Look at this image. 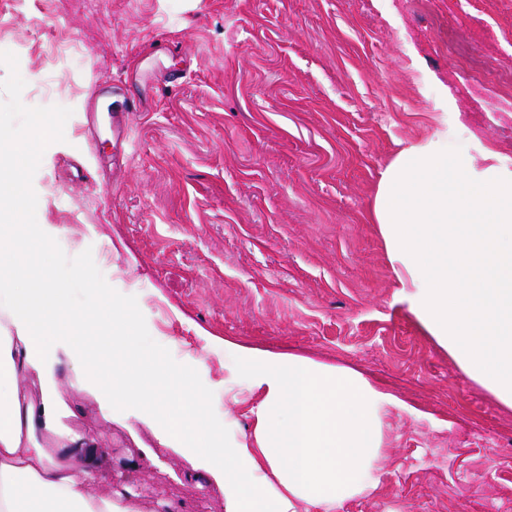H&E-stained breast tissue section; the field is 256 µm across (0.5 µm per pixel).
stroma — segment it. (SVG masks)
<instances>
[{"label":"stroma","mask_w":512,"mask_h":512,"mask_svg":"<svg viewBox=\"0 0 512 512\" xmlns=\"http://www.w3.org/2000/svg\"><path fill=\"white\" fill-rule=\"evenodd\" d=\"M507 25L488 0H0V124L49 132L17 176L13 247L39 266L32 227H56L71 317L121 302L129 337L192 377L226 440L251 428L224 395L245 389L249 349L403 400L379 490L341 512H512V410L409 313L370 220L401 144L440 130L512 170L493 108L512 79ZM477 82L479 96L458 95ZM115 86L141 99L120 147L108 122L78 128ZM52 369L62 426L98 450V492L130 493L140 512H224L205 470L108 401L109 364L91 381L72 358Z\"/></svg>","instance_id":"1"}]
</instances>
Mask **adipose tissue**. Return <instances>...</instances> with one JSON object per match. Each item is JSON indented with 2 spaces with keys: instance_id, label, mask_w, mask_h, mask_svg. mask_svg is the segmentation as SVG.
Listing matches in <instances>:
<instances>
[{
  "instance_id": "1",
  "label": "adipose tissue",
  "mask_w": 512,
  "mask_h": 512,
  "mask_svg": "<svg viewBox=\"0 0 512 512\" xmlns=\"http://www.w3.org/2000/svg\"><path fill=\"white\" fill-rule=\"evenodd\" d=\"M484 157L476 166L445 130L402 147L381 173L372 219L410 313L471 381L512 409V172L494 164L493 151ZM16 268L0 248V512H136L95 493V448H48L35 437L61 431L48 351L60 345L74 355L97 340L100 323L59 324L65 285L15 287ZM112 352L113 401L136 399L163 445L194 455L223 487L225 512H336L376 489L383 418L405 407L357 372L252 350L248 388L229 398L248 405L253 432L206 449L205 402L190 378L161 371L135 341ZM25 378L39 382L40 405L24 402Z\"/></svg>"
}]
</instances>
